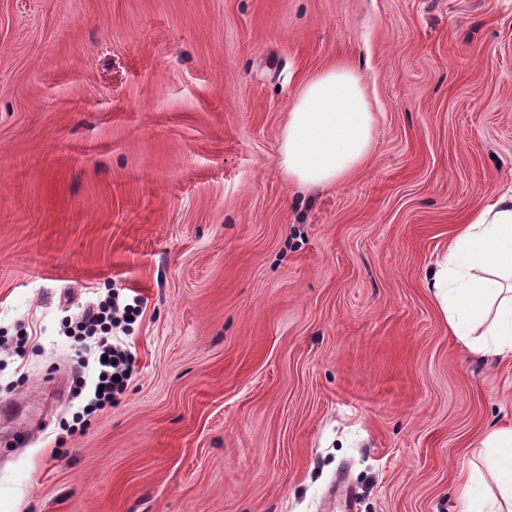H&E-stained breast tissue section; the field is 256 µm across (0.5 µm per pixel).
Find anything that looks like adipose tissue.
I'll return each instance as SVG.
<instances>
[{"instance_id":"obj_1","label":"adipose tissue","mask_w":512,"mask_h":512,"mask_svg":"<svg viewBox=\"0 0 512 512\" xmlns=\"http://www.w3.org/2000/svg\"><path fill=\"white\" fill-rule=\"evenodd\" d=\"M374 129L360 75L324 70L302 86L289 114L282 164L301 184L340 186L367 159ZM433 288L454 336L477 352L512 354V192L493 196L461 226ZM482 446L489 475H469L461 493L479 502L478 512H512V425L491 429Z\"/></svg>"}]
</instances>
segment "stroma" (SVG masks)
Segmentation results:
<instances>
[{
	"instance_id": "35a3bbf8",
	"label": "stroma",
	"mask_w": 512,
	"mask_h": 512,
	"mask_svg": "<svg viewBox=\"0 0 512 512\" xmlns=\"http://www.w3.org/2000/svg\"><path fill=\"white\" fill-rule=\"evenodd\" d=\"M362 75L337 188L280 164L296 96ZM512 188V0H0V512H469L512 357L432 273ZM143 299L84 434L67 322Z\"/></svg>"
}]
</instances>
